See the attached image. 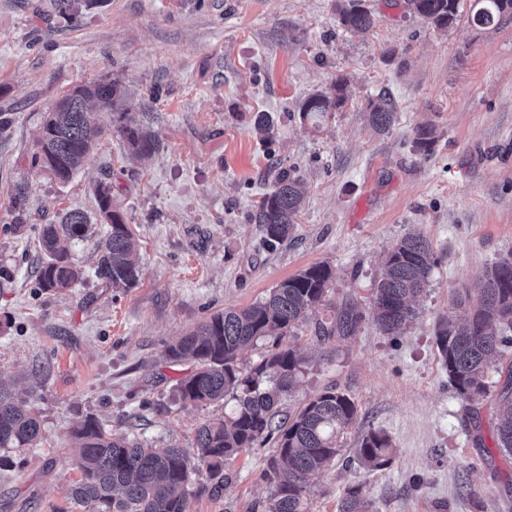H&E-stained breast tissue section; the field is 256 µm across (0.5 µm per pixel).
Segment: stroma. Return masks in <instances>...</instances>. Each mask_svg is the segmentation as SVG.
Listing matches in <instances>:
<instances>
[{
    "label": "stroma",
    "instance_id": "stroma-1",
    "mask_svg": "<svg viewBox=\"0 0 512 512\" xmlns=\"http://www.w3.org/2000/svg\"><path fill=\"white\" fill-rule=\"evenodd\" d=\"M335 3L81 0L71 19L54 0H0V112L13 116L0 133V380L42 429L37 447L0 450L11 461L0 467V512H79L68 496L81 478L71 430L86 417L194 451L198 426L236 402L183 404L178 383L192 366L170 363L167 347L318 263L332 270L320 318L350 303L365 319L351 336L324 341L307 322L288 340L305 364L282 413L332 386L357 406L335 465L311 481L310 512H338L356 486L373 512H512V458L493 440L499 376L512 362L494 360L488 396L468 403L450 387L435 337L455 289L512 253V20L478 26L461 0L457 22L438 29L401 0H364L373 25L352 35ZM340 78L345 101L331 119L301 120V103ZM111 80L151 133L152 159L129 154L100 112L103 132L70 181L34 167L59 96ZM383 92L396 119L378 131L365 112ZM259 112L273 121L270 139L253 131ZM427 124L437 141L424 154L413 140ZM278 170L300 176L306 194L293 234L271 246L253 215ZM106 174L139 243V280L125 289L95 275L108 227L95 220L93 184ZM72 208L95 220L70 248L83 276L47 293L34 276L40 227ZM412 232L427 237L437 265L416 320L388 334L367 312L387 250ZM371 429L394 453L368 471L353 450ZM269 452H242L215 494L206 471L192 474L187 512H253L269 494L260 478Z\"/></svg>",
    "mask_w": 512,
    "mask_h": 512
}]
</instances>
